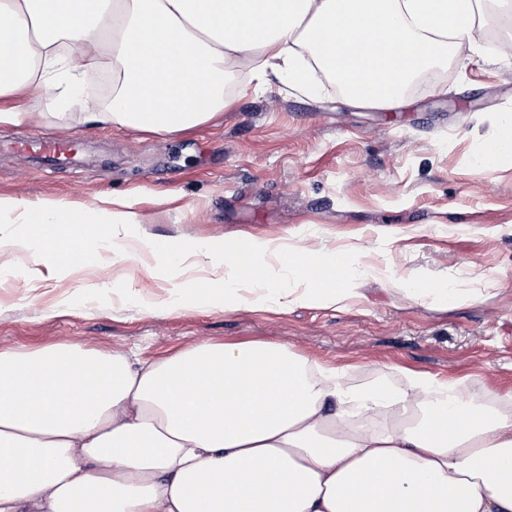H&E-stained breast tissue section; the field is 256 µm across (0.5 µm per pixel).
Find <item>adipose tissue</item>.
Returning a JSON list of instances; mask_svg holds the SVG:
<instances>
[{"mask_svg": "<svg viewBox=\"0 0 512 512\" xmlns=\"http://www.w3.org/2000/svg\"><path fill=\"white\" fill-rule=\"evenodd\" d=\"M487 0H0V124L41 84L78 93L88 64L112 101L84 118L176 133L220 118L229 65L258 83L339 82L349 104L395 110L447 53L474 49ZM55 201L0 198L57 269L94 265L98 226L57 232ZM80 261H73V254ZM265 256L288 287L256 280ZM327 272L325 281L314 273ZM232 272L257 303L341 309L348 259L247 238ZM345 371L271 341L201 342L145 363L57 344L0 352V512H512V408L405 372Z\"/></svg>", "mask_w": 512, "mask_h": 512, "instance_id": "adipose-tissue-1", "label": "adipose tissue"}]
</instances>
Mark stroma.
I'll list each match as a JSON object with an SVG mask.
<instances>
[{
    "label": "stroma",
    "mask_w": 512,
    "mask_h": 512,
    "mask_svg": "<svg viewBox=\"0 0 512 512\" xmlns=\"http://www.w3.org/2000/svg\"><path fill=\"white\" fill-rule=\"evenodd\" d=\"M510 31L512 17L487 19L476 50L441 61L393 111L348 105L331 79L299 91L237 69L217 122L167 135L84 122L81 103L40 88L25 123L0 125V197L90 213L113 198L135 217L113 230L119 243L278 239L350 250L365 274L343 310L271 311L246 292L227 310L234 280L210 286L200 257L103 249L99 267L67 273L29 248L0 268V351L67 343L156 362L204 340H277L351 385L409 370L512 397V157L483 164L512 114ZM35 135L67 141L69 160L16 148ZM422 283L452 294L417 299Z\"/></svg>",
    "instance_id": "stroma-1"
}]
</instances>
